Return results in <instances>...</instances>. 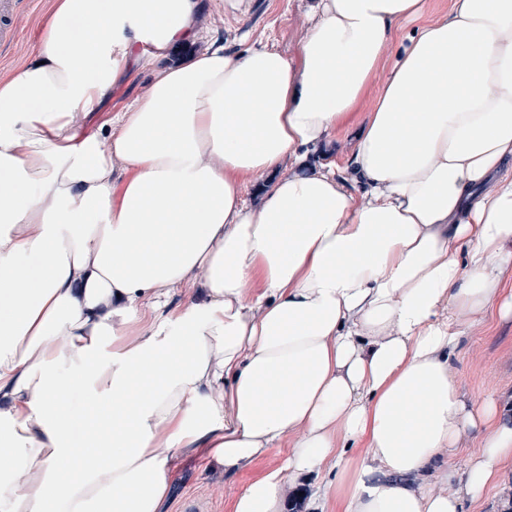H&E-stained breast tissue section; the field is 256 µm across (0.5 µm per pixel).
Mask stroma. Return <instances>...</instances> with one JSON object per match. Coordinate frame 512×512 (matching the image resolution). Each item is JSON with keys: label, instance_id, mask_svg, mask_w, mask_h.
Listing matches in <instances>:
<instances>
[{"label": "stroma", "instance_id": "35a3bbf8", "mask_svg": "<svg viewBox=\"0 0 512 512\" xmlns=\"http://www.w3.org/2000/svg\"><path fill=\"white\" fill-rule=\"evenodd\" d=\"M198 25L203 41L219 40L231 49H245L259 42L275 45L285 55H294L307 29L310 0H252L247 15L226 10L222 0H200ZM51 0H34L20 13L17 25L21 40L0 48V73L15 71L39 42ZM154 72L151 58L131 65L112 91V107L120 109L141 96ZM468 400L496 394L505 411L512 414V318L501 317L496 308L475 316L461 337L452 361ZM279 456L258 460L250 469L228 477L197 456L178 457L173 466L171 488L163 512H181L195 503L198 512H233L236 496L257 475L276 467Z\"/></svg>", "mask_w": 512, "mask_h": 512}]
</instances>
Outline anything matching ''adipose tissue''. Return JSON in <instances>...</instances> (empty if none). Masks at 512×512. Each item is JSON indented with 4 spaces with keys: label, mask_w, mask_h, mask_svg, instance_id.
<instances>
[{
    "label": "adipose tissue",
    "mask_w": 512,
    "mask_h": 512,
    "mask_svg": "<svg viewBox=\"0 0 512 512\" xmlns=\"http://www.w3.org/2000/svg\"><path fill=\"white\" fill-rule=\"evenodd\" d=\"M198 7L53 0L0 77V512H161L176 457L277 450L233 512L325 468L307 512H463L512 474V418L450 362L472 316H512V0L423 26L425 0H313L295 57L169 62ZM400 22L346 165L323 160ZM144 55L146 92L81 133Z\"/></svg>",
    "instance_id": "ef3b65f1"
}]
</instances>
